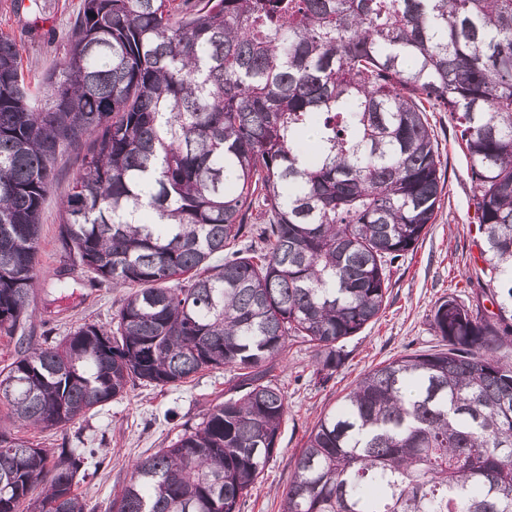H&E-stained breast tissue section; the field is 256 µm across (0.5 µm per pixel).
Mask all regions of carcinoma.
I'll list each match as a JSON object with an SVG mask.
<instances>
[{
    "instance_id": "obj_1",
    "label": "carcinoma",
    "mask_w": 512,
    "mask_h": 512,
    "mask_svg": "<svg viewBox=\"0 0 512 512\" xmlns=\"http://www.w3.org/2000/svg\"><path fill=\"white\" fill-rule=\"evenodd\" d=\"M67 46L33 90L0 30V337L31 318L71 149L63 252L137 289L112 325L6 365L0 407L59 430L131 383L230 367L239 395L137 459L105 512H240L288 417L268 378L288 339L331 377L435 223L428 113L447 112L496 310L438 301L444 348L369 371L316 421L282 512H512V0H83ZM95 455L0 431V512H98L75 492Z\"/></svg>"
}]
</instances>
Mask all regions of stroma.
I'll return each instance as SVG.
<instances>
[{"label": "stroma", "instance_id": "35a3bbf8", "mask_svg": "<svg viewBox=\"0 0 512 512\" xmlns=\"http://www.w3.org/2000/svg\"><path fill=\"white\" fill-rule=\"evenodd\" d=\"M44 20L31 30L30 13L15 0H0V29L13 32L22 49L24 68L42 77L62 59L66 33L82 0H44ZM434 129L445 167V189L434 224L390 274L389 303L379 320L345 343L349 357L328 381H320L316 356L309 344L289 341L284 358L273 371L274 381L288 400V417L278 449L243 500L240 512H281L282 492L314 423L339 403L341 397L368 371L400 355L427 353L438 346L431 326L432 310L448 293L475 303L481 284L475 279L473 243L477 235L472 207V187L467 162L455 137L448 113L433 112ZM81 163L71 152L59 156L54 185L41 211L39 261L42 276L30 296L32 318L23 342L0 339V366L11 363L20 347L44 339H61L85 323L108 325L128 290L107 285L91 286L87 273L70 266L61 249L59 225L62 202ZM235 372L230 368L203 370L177 386L158 388L137 385L123 398L96 407L66 431H20L6 409L0 408V429L23 432L43 448H93L101 466L85 462L90 475L79 481L78 493L107 505L120 493L130 467L174 441L183 427L201 422L216 403L230 397ZM175 419H168V412Z\"/></svg>", "mask_w": 512, "mask_h": 512}]
</instances>
